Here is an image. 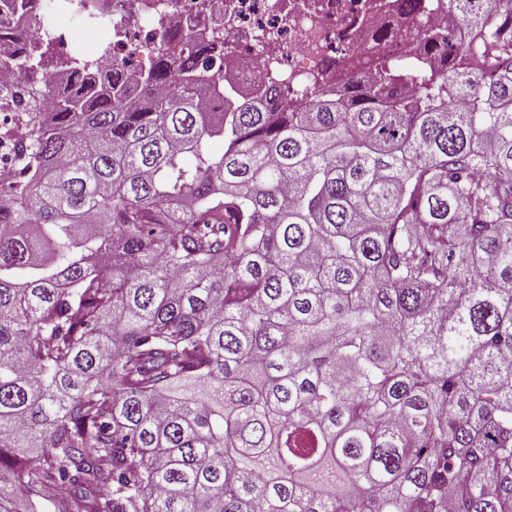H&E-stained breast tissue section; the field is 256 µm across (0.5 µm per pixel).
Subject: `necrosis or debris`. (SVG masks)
<instances>
[{"instance_id": "1", "label": "necrosis or debris", "mask_w": 512, "mask_h": 512, "mask_svg": "<svg viewBox=\"0 0 512 512\" xmlns=\"http://www.w3.org/2000/svg\"><path fill=\"white\" fill-rule=\"evenodd\" d=\"M97 10L138 62L146 48L177 47L188 30L222 37L226 73L246 92L277 78L287 109L335 89L352 49L401 18L399 0H99Z\"/></svg>"}]
</instances>
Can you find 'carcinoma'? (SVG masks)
Wrapping results in <instances>:
<instances>
[{
	"mask_svg": "<svg viewBox=\"0 0 512 512\" xmlns=\"http://www.w3.org/2000/svg\"><path fill=\"white\" fill-rule=\"evenodd\" d=\"M504 2L401 0L415 59L289 111L218 40L13 50L0 512H512Z\"/></svg>",
	"mask_w": 512,
	"mask_h": 512,
	"instance_id": "obj_1",
	"label": "carcinoma"
}]
</instances>
